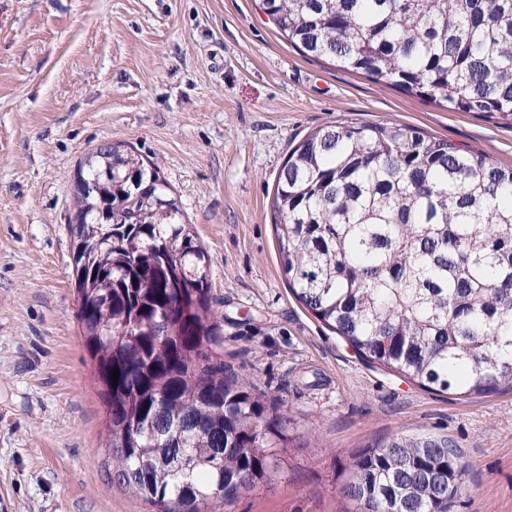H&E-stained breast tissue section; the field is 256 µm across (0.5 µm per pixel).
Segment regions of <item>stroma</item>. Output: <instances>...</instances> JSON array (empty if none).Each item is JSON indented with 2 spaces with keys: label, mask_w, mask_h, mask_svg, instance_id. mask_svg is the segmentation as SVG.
<instances>
[{
  "label": "stroma",
  "mask_w": 512,
  "mask_h": 512,
  "mask_svg": "<svg viewBox=\"0 0 512 512\" xmlns=\"http://www.w3.org/2000/svg\"><path fill=\"white\" fill-rule=\"evenodd\" d=\"M403 124L512 167V128L304 55L259 0H0V512H151L112 477L77 320L71 184L97 147L153 163L210 258L224 361L290 420L269 480L207 512H354L353 455L448 437L458 512H512V392L434 393L360 358L290 292L270 211L292 143Z\"/></svg>",
  "instance_id": "35a3bbf8"
}]
</instances>
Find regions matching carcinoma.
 <instances>
[{
    "label": "carcinoma",
    "mask_w": 512,
    "mask_h": 512,
    "mask_svg": "<svg viewBox=\"0 0 512 512\" xmlns=\"http://www.w3.org/2000/svg\"><path fill=\"white\" fill-rule=\"evenodd\" d=\"M302 53L512 128V0H262ZM77 318L118 482L201 512L267 479L287 417L224 364L208 256L157 168L123 143L79 164ZM295 298L361 358L459 395L512 391V168L397 124L340 122L288 152L271 199ZM119 370L118 381L112 380ZM356 512H454L447 438L352 457Z\"/></svg>",
    "instance_id": "obj_1"
}]
</instances>
